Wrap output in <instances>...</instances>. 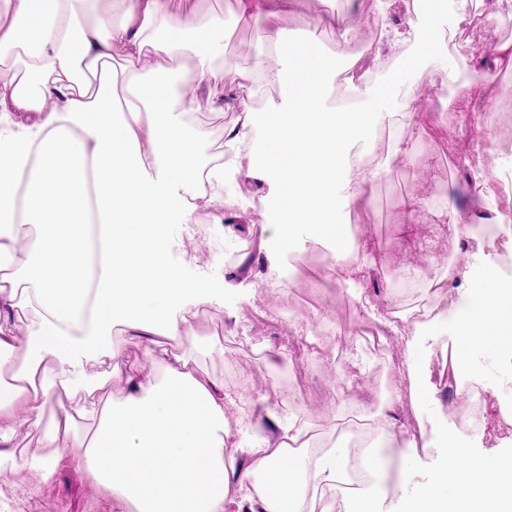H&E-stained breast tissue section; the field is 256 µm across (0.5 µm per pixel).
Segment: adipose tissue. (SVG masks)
Here are the masks:
<instances>
[{
    "instance_id": "obj_1",
    "label": "adipose tissue",
    "mask_w": 512,
    "mask_h": 512,
    "mask_svg": "<svg viewBox=\"0 0 512 512\" xmlns=\"http://www.w3.org/2000/svg\"><path fill=\"white\" fill-rule=\"evenodd\" d=\"M236 3L237 20L263 17L270 46L246 79L281 91L264 109L248 96L231 100L237 116L224 135L251 144L236 173L274 188L275 216L260 227L275 249L295 245L303 228L343 253L337 209L358 205L365 183L405 154L394 145L361 178L349 176L350 149L385 120L387 93L371 91L368 106L328 105L330 77L356 89L367 68L327 54L317 36L288 38L290 0ZM372 22L381 47L371 64L386 47L435 46L431 29L401 31L382 14ZM224 26L187 0H0V61L22 63L0 93V446L18 426L42 430L51 452L15 459V485L37 493L66 466L106 487L112 512H303L308 477L328 495L321 512H374L368 490L346 486L348 451L293 457L302 419L284 417L269 394L231 398L167 345L217 294L169 262L168 227L198 223L199 199L237 203L224 192L223 166L202 161V133L184 122L201 85L224 92ZM116 49L127 59L119 69L108 64ZM149 55L159 66H143ZM466 276L471 286L452 310L402 330L413 398L431 389L425 336L450 345L454 375L479 379L486 362L512 365V287L477 251ZM121 328L144 337L148 369H132L121 395L73 401L68 381L117 361ZM50 375L61 389L47 386ZM80 418L92 421V436L75 432ZM264 423L268 438L237 441ZM436 436L442 460L423 478L414 436L383 433L410 490L403 512H512V458L491 451L477 460L447 428Z\"/></svg>"
}]
</instances>
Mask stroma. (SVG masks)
<instances>
[{
    "label": "stroma",
    "instance_id": "1",
    "mask_svg": "<svg viewBox=\"0 0 512 512\" xmlns=\"http://www.w3.org/2000/svg\"><path fill=\"white\" fill-rule=\"evenodd\" d=\"M481 9L490 10L488 22L455 23L451 0H434L426 9H418V0H295L292 14L284 27L289 38L300 39L316 33L326 49L339 46L337 31L351 25L353 19L368 21L376 13H385L396 28L404 29L421 22L433 30L438 42L435 53L422 57L416 65L405 60L382 63L371 70L370 85H388L394 92L388 100L392 112L414 111L419 89L431 90L429 110L444 113L447 124L433 133L416 134L405 130L409 154L396 163L380 182L368 188L362 209H345L341 223L350 225L357 254L367 257L359 284L369 294L379 314H418L430 303L421 291L408 292L397 286V275L408 274V254H416L421 265L436 267L446 246L445 218L436 209L437 201L454 196L469 218L486 210L487 203L475 188L476 165L462 164L454 142L472 125L461 106L468 102L471 84L479 80L486 66H494L496 92L501 106L496 116L499 126L512 127V64L499 62V46L512 44V0H475ZM264 20L254 17L242 24L228 23L224 34V56L231 59L234 75L224 83L225 95L239 94L238 71L249 68L254 57L264 53ZM225 193L236 195L239 204L226 210L216 204H201L199 217L208 225L205 235L192 232L189 225L173 224L170 237L176 241L169 259L184 278L203 282L224 291L223 298L198 305V314L187 335L174 343L198 371L222 382L226 392L235 395L257 394L269 383H276L280 397L300 413L308 426L335 419L344 405L358 408L384 432L386 396L368 393L364 381L373 380L377 370L403 362L405 350L394 346L385 357L369 351L354 336L351 327L360 313L348 288L334 281L316 283L319 262L329 250L302 240L296 251L280 255L262 247L258 215L250 207L254 194L268 195V186L252 187L241 183L225 185ZM413 195L425 201L415 224L406 235L395 233L391 222L393 207L402 197ZM334 328L330 352L309 358L303 379V393H296L288 370L287 355L298 351L314 329ZM224 345L216 355L210 343ZM121 357L115 369L87 368L85 377L72 392L81 400L88 388L97 395L112 396L121 387L120 380L131 367L142 362L139 340L121 331L114 337ZM430 353L429 370L432 393L421 405L403 402L395 409L398 422L412 430L452 425L451 410L464 384L448 369V356L437 342L426 345ZM284 350L276 370H267L262 360L270 351ZM235 361L238 378L227 381L224 366ZM348 377L347 403H330L325 390L332 387L337 372ZM31 512H109L107 493L86 474L60 468L53 481L29 499Z\"/></svg>",
    "mask_w": 512,
    "mask_h": 512
}]
</instances>
